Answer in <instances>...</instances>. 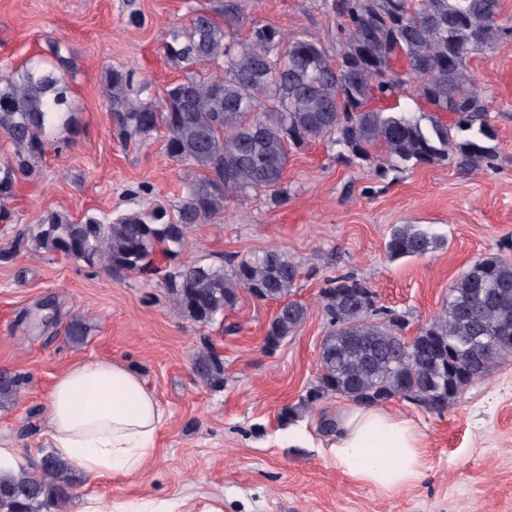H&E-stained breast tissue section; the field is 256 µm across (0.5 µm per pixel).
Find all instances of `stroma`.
<instances>
[{
	"instance_id": "35a3bbf8",
	"label": "stroma",
	"mask_w": 512,
	"mask_h": 512,
	"mask_svg": "<svg viewBox=\"0 0 512 512\" xmlns=\"http://www.w3.org/2000/svg\"><path fill=\"white\" fill-rule=\"evenodd\" d=\"M223 0H0V68L19 67L60 42L75 62L68 76L77 132L56 128L33 175L6 199L0 250L18 229L52 211L75 219H113L158 206L173 209L196 170L174 162L163 135L123 143L113 133L102 79L107 68L132 71L151 93L183 78L163 54L169 31ZM248 22L309 36L335 49L339 21L324 0H240ZM496 132L492 166L455 164L391 170L384 157L348 161L326 138L291 151L287 193L233 194L224 209L193 225L180 262L229 263L278 248L298 264L293 298L307 315L276 352L263 336L277 305L242 295L220 325L201 326L172 303L163 280L110 276L33 247L0 261V369L25 384L0 407V442L35 464L48 453L46 397L77 362L110 360L134 369L169 419L149 467L131 477L90 480L75 473L64 512L87 498L119 503L219 497L224 512H512V358L476 380L444 412L401 398L384 409L413 418L426 443V468L393 493L357 482L324 455L323 421L344 401L329 396L295 422L281 409L305 399L319 373L328 323V279L367 282L379 306L405 315L413 335L441 313L455 280L477 259L512 261V35L471 55ZM398 224H419L443 237L421 257L390 259L385 244ZM81 317L90 332L71 344L66 326ZM224 356V388L212 391L192 371L202 338Z\"/></svg>"
}]
</instances>
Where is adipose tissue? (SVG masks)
Masks as SVG:
<instances>
[{"label":"adipose tissue","mask_w":512,"mask_h":512,"mask_svg":"<svg viewBox=\"0 0 512 512\" xmlns=\"http://www.w3.org/2000/svg\"><path fill=\"white\" fill-rule=\"evenodd\" d=\"M48 436L53 454L90 478L144 470L168 414L136 372L112 361L76 363L50 391ZM324 446L347 476L386 491L417 482L425 437L409 417L347 406Z\"/></svg>","instance_id":"ef3b65f1"}]
</instances>
